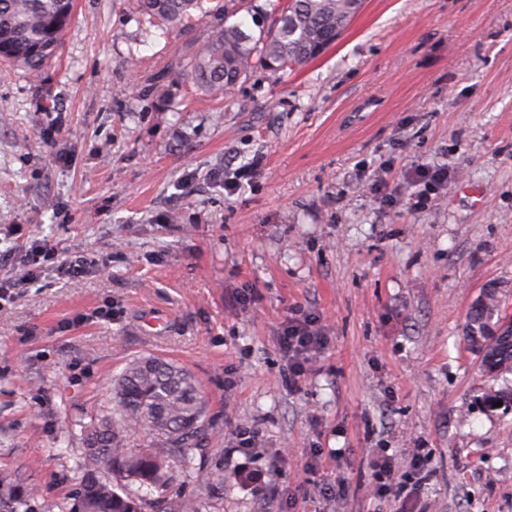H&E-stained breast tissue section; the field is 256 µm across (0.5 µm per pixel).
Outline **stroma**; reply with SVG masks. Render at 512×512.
Segmentation results:
<instances>
[{"mask_svg":"<svg viewBox=\"0 0 512 512\" xmlns=\"http://www.w3.org/2000/svg\"><path fill=\"white\" fill-rule=\"evenodd\" d=\"M204 9L166 34L136 0H74L44 69L0 62V274L31 270L38 242L110 267L68 279L50 260L0 301V467L43 506L72 495L79 422L155 355L206 400L196 469L171 498L397 512L369 493V454L427 448L426 512H512V413L476 403L487 379L462 335L487 284L512 313V0H363L315 60L218 96L186 60L215 15H248ZM423 165L448 181L413 211ZM384 168L393 205L371 188ZM293 307L328 338L299 381L276 342ZM238 427L253 454L229 453ZM317 448L345 456L306 471Z\"/></svg>","mask_w":512,"mask_h":512,"instance_id":"35a3bbf8","label":"stroma"}]
</instances>
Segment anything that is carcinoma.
<instances>
[{
    "label": "carcinoma",
    "mask_w": 512,
    "mask_h": 512,
    "mask_svg": "<svg viewBox=\"0 0 512 512\" xmlns=\"http://www.w3.org/2000/svg\"><path fill=\"white\" fill-rule=\"evenodd\" d=\"M362 0H288L272 20L254 0L245 10L258 28L241 22L218 24L213 38L197 45L189 61L199 90L221 93L255 68L283 70L318 57L348 27ZM141 16L167 31L179 30L203 0H139ZM73 0H0V59L26 69L43 68L59 50L73 13ZM469 342L480 339V366L498 378L512 373V322L500 318L497 292L487 290L472 306L466 325ZM113 402L80 424L83 452L76 462L78 486L85 487L89 512H146L157 500L142 490L163 494L177 470H194L193 449L206 434L200 384L183 366L157 356L130 361L113 379ZM480 400L489 411L512 410V386L491 385ZM142 430L143 444L130 433ZM34 488L15 471L0 472V512H39Z\"/></svg>",
    "instance_id": "1"
}]
</instances>
